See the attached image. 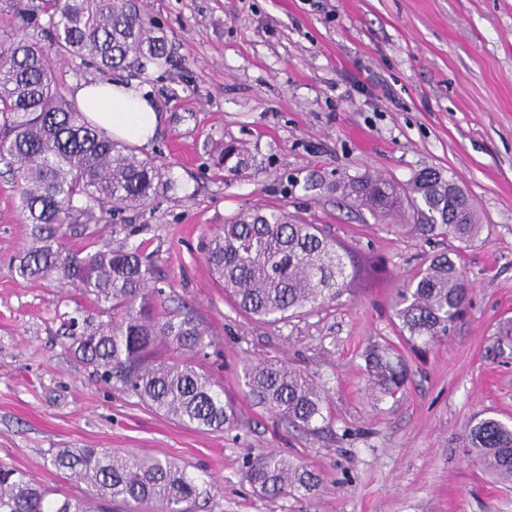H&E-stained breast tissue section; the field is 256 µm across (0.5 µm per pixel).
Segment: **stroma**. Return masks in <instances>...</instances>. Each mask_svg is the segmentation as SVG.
Returning <instances> with one entry per match:
<instances>
[{"label": "stroma", "mask_w": 512, "mask_h": 512, "mask_svg": "<svg viewBox=\"0 0 512 512\" xmlns=\"http://www.w3.org/2000/svg\"><path fill=\"white\" fill-rule=\"evenodd\" d=\"M159 25L170 61L145 72L100 70L72 57L67 91L135 82L162 123L140 154L170 186L146 210L79 225L71 246L137 247L169 307L193 308L214 344L203 362L235 400L221 432L189 428L96 382L68 347L64 322L94 317L92 298L55 279L17 277L29 226L0 163V462L70 495L50 464L61 448H109L169 459L196 478L185 512H512V483L485 474L464 448L476 417H512V0H135ZM249 152L233 174L225 141ZM454 177L483 226L467 246L376 223L338 184L366 173L408 183ZM280 208L319 224L359 271L336 301L278 323L248 319L212 279L202 247L231 217ZM459 252L468 309L447 339L407 353L396 397H373L363 355L398 344L396 288L441 252ZM276 357L325 384L329 408L306 433L243 396L245 363ZM317 471L310 496L270 499L244 480L267 451Z\"/></svg>", "instance_id": "stroma-1"}]
</instances>
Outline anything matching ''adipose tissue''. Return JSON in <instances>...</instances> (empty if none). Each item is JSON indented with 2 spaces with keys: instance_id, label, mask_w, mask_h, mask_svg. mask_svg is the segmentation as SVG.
Wrapping results in <instances>:
<instances>
[{
  "instance_id": "obj_1",
  "label": "adipose tissue",
  "mask_w": 512,
  "mask_h": 512,
  "mask_svg": "<svg viewBox=\"0 0 512 512\" xmlns=\"http://www.w3.org/2000/svg\"><path fill=\"white\" fill-rule=\"evenodd\" d=\"M75 98L92 125L112 138L147 143L161 121L151 97L131 83H83Z\"/></svg>"
}]
</instances>
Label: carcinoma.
<instances>
[{"label": "carcinoma", "instance_id": "cac0c4a2", "mask_svg": "<svg viewBox=\"0 0 512 512\" xmlns=\"http://www.w3.org/2000/svg\"><path fill=\"white\" fill-rule=\"evenodd\" d=\"M49 43L0 34V161L10 166L31 242L14 260L15 273L38 280L57 277L94 297L99 321L72 317L65 336L105 384H116L148 408L179 423L222 431L236 420L221 386L198 367L213 344L194 310L165 305L152 263L138 250L104 245L73 248L63 226L99 224L115 208L142 210L168 186L154 160L98 131L56 75L58 61L79 57L104 69L168 63L166 38L132 0H42ZM224 169L247 164L245 151L224 144ZM380 223L462 244L483 229L470 199L440 171L419 173L401 185L365 175L338 186ZM205 258L224 294L245 316L263 322L297 317L334 301L357 271L347 251L317 224H295L280 210L241 213L205 244ZM469 288L446 253L397 288L393 298L403 347L418 350L448 337L464 313ZM369 389L396 397L407 383L402 351L374 348L365 355ZM245 397L306 432L325 420L327 391L301 368L277 357L243 369ZM465 448L483 471L512 481V421L494 416L469 428ZM52 465L87 485L90 495L58 496L25 473L0 463V512H100L120 500L133 512H182L198 494L196 479L170 460L130 456L100 448H62ZM246 480L262 494L313 495L321 477L273 452L249 462Z\"/></svg>", "mask_w": 512, "mask_h": 512}]
</instances>
